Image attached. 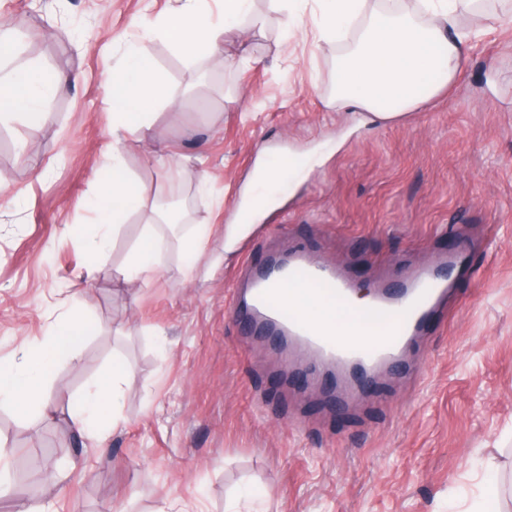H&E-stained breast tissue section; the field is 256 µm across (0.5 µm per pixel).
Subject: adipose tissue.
Instances as JSON below:
<instances>
[{"instance_id": "adipose-tissue-1", "label": "adipose tissue", "mask_w": 512, "mask_h": 512, "mask_svg": "<svg viewBox=\"0 0 512 512\" xmlns=\"http://www.w3.org/2000/svg\"><path fill=\"white\" fill-rule=\"evenodd\" d=\"M320 4L321 38L351 45L336 71L328 105L367 111L377 123L396 120L422 105L423 85H430L432 94H439L453 81L471 48L467 35L451 30L454 0H421L413 16L391 9L366 19L361 16L362 0H320ZM260 22V16L253 11V0H223L222 15L216 22L210 18L209 0H181L168 15L142 20L141 25L160 35L186 61L207 57L219 62L223 59V43ZM69 84V76L46 75L33 61L0 64V124L20 113L27 115L31 123H39L46 116L47 102ZM160 102L171 108L176 105L174 95L155 71L148 41L127 44L123 63L112 79L115 147L108 160L110 177L91 204L98 216L95 232L82 242L93 263L106 261L112 240L130 214L148 209L119 146L123 139L145 132L154 118L153 109ZM151 212L152 219L145 222L129 254L124 268L126 280L148 279L163 266L164 242L156 225L166 216L157 208ZM284 300L318 325L335 329L337 335L369 341L376 334L375 325L359 317L365 303L362 297H354L347 313L302 287H288ZM85 333L83 317L60 318L51 325L42 343L26 348L18 359L1 364L0 402L22 410L35 407L44 416H53V405L41 393L44 371L53 361L75 360ZM121 378V368H112L75 403L74 413L81 425L103 432L97 418L103 410L116 409Z\"/></svg>"}]
</instances>
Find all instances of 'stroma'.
<instances>
[{"instance_id": "obj_1", "label": "stroma", "mask_w": 512, "mask_h": 512, "mask_svg": "<svg viewBox=\"0 0 512 512\" xmlns=\"http://www.w3.org/2000/svg\"><path fill=\"white\" fill-rule=\"evenodd\" d=\"M171 5L0 0L13 54L71 78L37 126L21 115L0 127V181L18 197L0 205V364L64 314L87 320L77 362L45 372L53 418L0 405V512H512V0H462L456 26L473 36L463 67L445 93L382 125L327 107L343 46L319 40L318 0L287 39L255 0L266 28L227 45L222 66L153 38L178 109L158 110L123 159L148 200L173 182L191 207L180 234L157 228L162 272L128 282L144 215L129 217L102 269L79 240L109 175L112 74L138 20ZM289 154L316 163L226 250L256 168ZM200 227L191 264L181 242ZM297 246L368 296L448 251H466L470 272L404 373L381 371L336 409L227 311L243 258ZM115 362L119 415L101 445L71 408Z\"/></svg>"}]
</instances>
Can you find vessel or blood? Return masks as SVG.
Returning <instances> with one entry per match:
<instances>
[{"instance_id":"1","label":"vessel or blood","mask_w":512,"mask_h":512,"mask_svg":"<svg viewBox=\"0 0 512 512\" xmlns=\"http://www.w3.org/2000/svg\"><path fill=\"white\" fill-rule=\"evenodd\" d=\"M248 289L244 300H233L231 315L251 329L284 342L287 357L304 352L309 358L306 375L321 383L334 376L340 396L350 400L381 370L397 365L407 348L429 335L447 318L451 283L433 269L416 268L394 282H382L366 303L363 317L377 321L394 317L396 327L362 344L313 323L299 309L287 305L288 285L321 286L325 294L349 302L358 286L335 267L294 250L287 258L274 259L261 268H246Z\"/></svg>"}]
</instances>
